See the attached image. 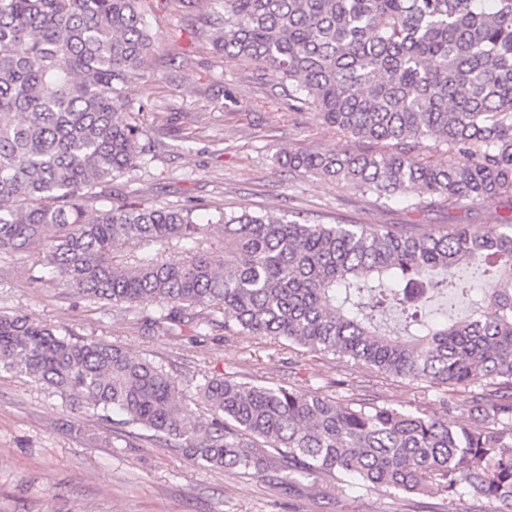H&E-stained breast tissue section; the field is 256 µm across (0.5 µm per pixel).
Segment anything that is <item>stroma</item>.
Here are the masks:
<instances>
[{"instance_id": "stroma-1", "label": "stroma", "mask_w": 512, "mask_h": 512, "mask_svg": "<svg viewBox=\"0 0 512 512\" xmlns=\"http://www.w3.org/2000/svg\"><path fill=\"white\" fill-rule=\"evenodd\" d=\"M208 7L183 0L155 6L148 22L155 42L151 70L129 87L134 111L156 144L145 168L112 183L113 196L146 204L248 210L288 220L332 224H466L496 231L493 208L406 195L379 199L304 175L280 160L296 150H356L358 143L297 109L282 85L256 64L216 52L202 36ZM33 255L0 258V311L32 313L77 334L119 346L136 358L168 364L181 393L204 376L226 373L263 385L322 390L338 403L356 398L431 414L435 389L387 377L343 360L315 356L285 341L154 336L109 305H87L32 284ZM75 415L26 379L0 373V512H306L308 497H290L259 478L202 470L166 443L106 442L112 424L90 419L77 438ZM424 495L374 490L357 498L320 500L317 512H427Z\"/></svg>"}]
</instances>
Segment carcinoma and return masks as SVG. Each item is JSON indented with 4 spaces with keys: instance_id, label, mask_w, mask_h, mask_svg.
I'll list each match as a JSON object with an SVG mask.
<instances>
[{
    "instance_id": "obj_1",
    "label": "carcinoma",
    "mask_w": 512,
    "mask_h": 512,
    "mask_svg": "<svg viewBox=\"0 0 512 512\" xmlns=\"http://www.w3.org/2000/svg\"><path fill=\"white\" fill-rule=\"evenodd\" d=\"M213 48L288 81L357 151L283 164L379 198L417 191L496 206L468 225L299 223L122 199L148 130L126 90L153 49V0H0V256L34 251L31 280L134 312L147 332L284 340L416 384L479 387L466 422L320 392L210 377L187 404L166 368L0 311V371L98 420L115 440L165 441L199 469L275 474L288 494L382 488L512 512V0H209ZM448 158L420 157L424 141ZM153 298L158 307L133 311Z\"/></svg>"
}]
</instances>
